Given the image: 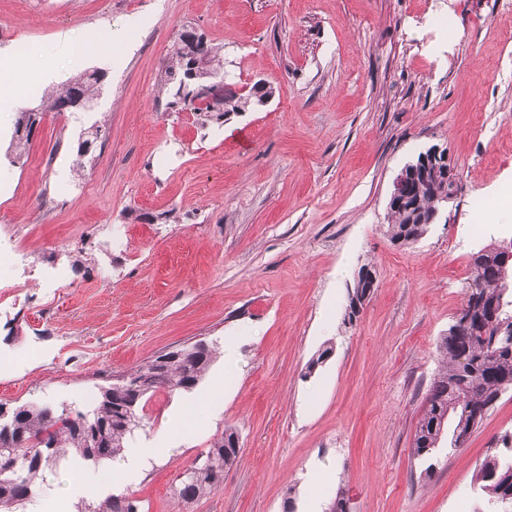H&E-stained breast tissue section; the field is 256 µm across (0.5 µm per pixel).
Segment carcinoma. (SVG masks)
<instances>
[{"instance_id":"obj_1","label":"carcinoma","mask_w":512,"mask_h":512,"mask_svg":"<svg viewBox=\"0 0 512 512\" xmlns=\"http://www.w3.org/2000/svg\"><path fill=\"white\" fill-rule=\"evenodd\" d=\"M200 52L220 77L224 72V47L197 36ZM188 61L176 37L163 66L162 87L170 96L167 108L174 112H194L201 124L220 120L228 113L254 109L256 102L249 95L230 94L200 109L192 87L181 88L176 78ZM102 76L84 72L66 82L44 90L39 103L18 110L15 124L27 116L41 117L47 112H84L99 94ZM436 187L418 182L411 186L406 200L388 208L390 240L400 245L414 244L428 229V215L436 208ZM367 282L357 279L349 302L348 322H353L364 304ZM512 315V289L506 294L498 288V270L485 263L473 262L464 288V304L460 321L448 327V335L439 349L444 364L436 374L425 400V409L418 422L413 441V454L424 457L438 446L443 432L452 429L451 445L456 436L473 430L486 412L506 391L512 390V343L497 335L499 319ZM194 359L171 358L161 366L160 390L183 389L184 381H200L215 359V347L200 342ZM124 401V389L117 386L101 391L94 405L86 410L62 406L53 409L36 404L18 405L11 409L0 403V440L22 439L11 460L0 459V512H17L34 494L38 480L46 471L54 470L67 454L78 461L99 464L122 454L132 433L112 425L116 409ZM107 427L97 447L87 445L88 428ZM237 435L227 427L214 438L204 455L205 473L193 483L182 487L179 495L194 500L211 493L222 481L224 471L236 461L239 450L226 447V440ZM476 481L495 507L512 496V443H504V451L487 456L478 466ZM77 512H140L139 501L126 494H108L102 499H83Z\"/></svg>"}]
</instances>
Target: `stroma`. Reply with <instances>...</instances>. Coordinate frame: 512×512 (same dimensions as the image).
I'll use <instances>...</instances> for the list:
<instances>
[{"label":"stroma","instance_id":"35a3bbf8","mask_svg":"<svg viewBox=\"0 0 512 512\" xmlns=\"http://www.w3.org/2000/svg\"><path fill=\"white\" fill-rule=\"evenodd\" d=\"M186 26L223 47L232 89L266 81L268 106L204 124L168 109L161 72ZM38 66L52 85L104 79L90 110L46 113L15 164L14 101L34 105ZM434 146L458 192L392 244L393 181ZM479 201L512 211V0H0V238L27 268L68 272L0 319V403L81 409L147 360L229 336L232 368L216 357L194 390L145 403L134 440L185 427L127 488L143 512H307L340 490L350 512H490L475 467L512 434V391L463 447L412 452L472 256L512 242ZM363 268L377 286L351 322ZM228 425L223 483L179 499Z\"/></svg>","mask_w":512,"mask_h":512}]
</instances>
